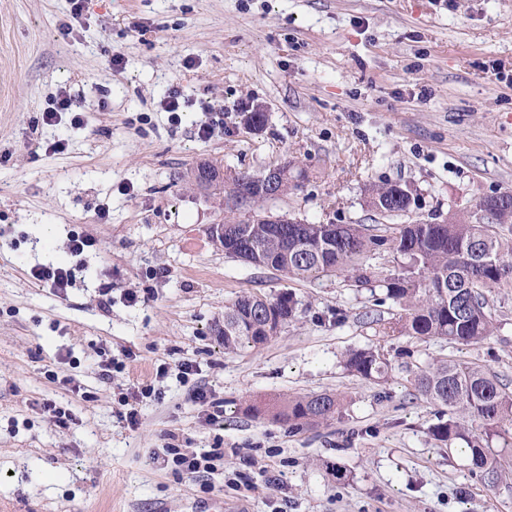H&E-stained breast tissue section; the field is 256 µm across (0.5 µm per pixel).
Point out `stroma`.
Instances as JSON below:
<instances>
[{"mask_svg":"<svg viewBox=\"0 0 512 512\" xmlns=\"http://www.w3.org/2000/svg\"><path fill=\"white\" fill-rule=\"evenodd\" d=\"M63 87L71 112L43 124ZM257 107L266 124L247 130ZM214 112L223 127L199 139ZM287 160L306 179L259 209L314 224L439 222L512 191V0H87L75 20L67 0H0V512H512V479L488 484L460 445L435 440L436 408L410 383L452 358L512 392V288L493 293L483 343L386 340L378 322L400 307L382 289L226 257L208 234L225 194L191 170ZM387 182L411 188L410 212L367 207L366 185ZM73 234L96 244L72 256ZM51 264L71 271L64 293L31 274ZM250 293L291 294L295 316L266 345L225 353L224 307ZM375 346L387 380L345 369L347 351ZM111 358L125 367L107 377ZM183 363L197 368L185 380ZM136 380L156 394L132 429L118 396ZM197 388L223 401L222 425L206 423ZM323 391L344 410L313 430L248 410ZM172 435L196 452L223 438L213 490L156 461ZM244 455L254 464L234 479Z\"/></svg>","mask_w":512,"mask_h":512,"instance_id":"stroma-1","label":"stroma"}]
</instances>
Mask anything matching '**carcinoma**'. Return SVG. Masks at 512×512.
I'll use <instances>...</instances> for the list:
<instances>
[{
  "instance_id": "obj_1",
  "label": "carcinoma",
  "mask_w": 512,
  "mask_h": 512,
  "mask_svg": "<svg viewBox=\"0 0 512 512\" xmlns=\"http://www.w3.org/2000/svg\"><path fill=\"white\" fill-rule=\"evenodd\" d=\"M220 167L203 162L194 168L195 184L220 188ZM255 175L237 174L228 193L244 192L263 202ZM367 206L382 215L410 211L416 198L398 183L365 187ZM509 203L493 222L480 224L472 212L459 211L442 223L402 224L391 235L377 233L367 224H252L228 221L224 233L210 227L211 242L224 255L255 267L272 269L290 280L314 281L348 271L363 285H376L401 308L392 321L380 322L379 332L389 338L407 335L418 340L446 339L451 344L479 343L492 336L489 294L512 283V192ZM387 249L408 262L397 275L381 279L367 264ZM291 296L270 300L258 294L237 297L224 307V351L265 343V325L281 326L293 318ZM345 369L364 379L388 377L392 364L383 349L352 350L343 359ZM414 388L443 410L431 427L434 439L452 446L466 444L471 471L496 484L505 471L506 449L494 439L512 436V393L486 368L463 360L439 359L418 369ZM341 399L321 392L286 397L272 407L251 405L248 411L274 418L291 429L315 428L342 414Z\"/></svg>"
}]
</instances>
